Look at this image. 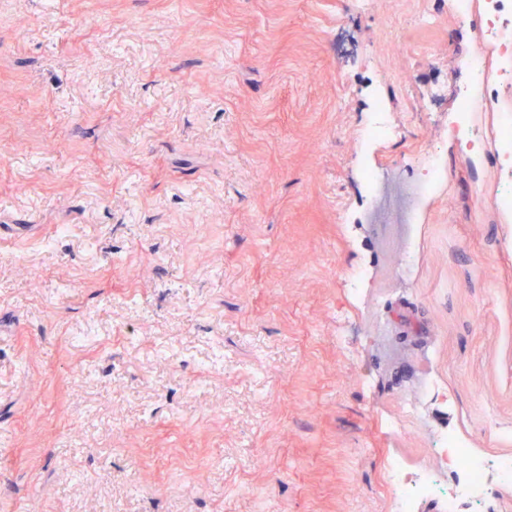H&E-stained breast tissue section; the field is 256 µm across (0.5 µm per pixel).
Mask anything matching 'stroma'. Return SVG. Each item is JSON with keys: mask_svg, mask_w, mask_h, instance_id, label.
I'll return each instance as SVG.
<instances>
[{"mask_svg": "<svg viewBox=\"0 0 512 512\" xmlns=\"http://www.w3.org/2000/svg\"><path fill=\"white\" fill-rule=\"evenodd\" d=\"M470 47L454 0H5L0 512H393L391 459L512 453V165L451 131ZM429 142L406 276L362 174Z\"/></svg>", "mask_w": 512, "mask_h": 512, "instance_id": "stroma-1", "label": "stroma"}]
</instances>
